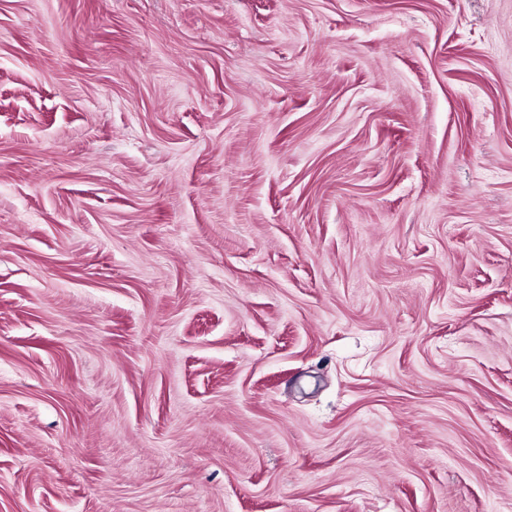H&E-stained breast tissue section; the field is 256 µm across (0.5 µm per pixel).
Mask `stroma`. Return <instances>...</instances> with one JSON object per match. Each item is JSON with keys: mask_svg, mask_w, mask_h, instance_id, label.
<instances>
[{"mask_svg": "<svg viewBox=\"0 0 512 512\" xmlns=\"http://www.w3.org/2000/svg\"><path fill=\"white\" fill-rule=\"evenodd\" d=\"M0 512H512V0H0Z\"/></svg>", "mask_w": 512, "mask_h": 512, "instance_id": "1", "label": "stroma"}]
</instances>
